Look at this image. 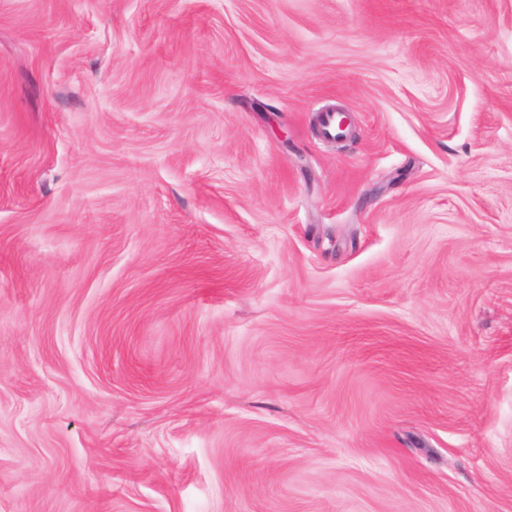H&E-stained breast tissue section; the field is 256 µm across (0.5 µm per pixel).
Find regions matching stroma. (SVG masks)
Returning a JSON list of instances; mask_svg holds the SVG:
<instances>
[{
  "instance_id": "35a3bbf8",
  "label": "stroma",
  "mask_w": 512,
  "mask_h": 512,
  "mask_svg": "<svg viewBox=\"0 0 512 512\" xmlns=\"http://www.w3.org/2000/svg\"><path fill=\"white\" fill-rule=\"evenodd\" d=\"M0 512H512V0H0Z\"/></svg>"
}]
</instances>
